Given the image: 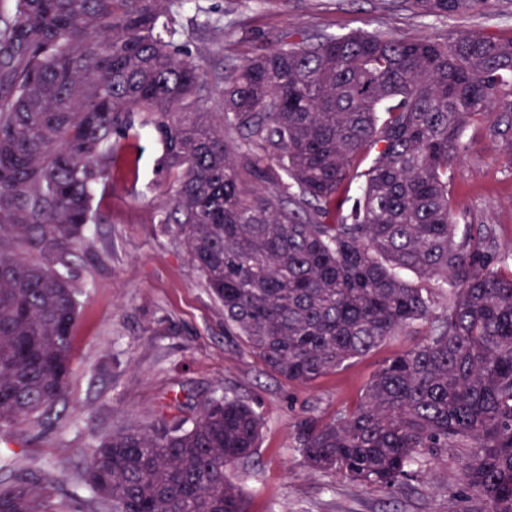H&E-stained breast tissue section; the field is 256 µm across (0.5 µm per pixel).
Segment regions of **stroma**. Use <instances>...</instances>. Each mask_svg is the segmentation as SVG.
Masks as SVG:
<instances>
[{"label": "stroma", "instance_id": "35a3bbf8", "mask_svg": "<svg viewBox=\"0 0 512 512\" xmlns=\"http://www.w3.org/2000/svg\"><path fill=\"white\" fill-rule=\"evenodd\" d=\"M181 40L206 70L217 72L291 30L341 36L355 30L398 38L444 36L458 31L512 36V0L448 18L391 10L387 0H184ZM141 125L137 175L116 166L106 194L94 206L108 220L90 227L72 259L80 289L74 328V373L58 420L27 425L8 447L20 467L40 470L73 512H97L88 491L77 488L93 438L146 425L176 394L203 402L224 394L249 402L263 431L252 461L237 483L247 512H474L463 492V450L449 449L411 486L391 494L363 487L336 471L312 472L296 451L298 425L351 409L386 358L416 343L400 332L370 353L306 384L268 371L239 338L224 328V309L204 288L174 232L159 222L169 204L161 171L163 144ZM456 201L476 219L499 227L512 243V158L492 145L470 147L457 169Z\"/></svg>", "mask_w": 512, "mask_h": 512}]
</instances>
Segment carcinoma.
<instances>
[{"instance_id":"cac0c4a2","label":"carcinoma","mask_w":512,"mask_h":512,"mask_svg":"<svg viewBox=\"0 0 512 512\" xmlns=\"http://www.w3.org/2000/svg\"><path fill=\"white\" fill-rule=\"evenodd\" d=\"M0 13V441L51 418L73 375L71 256L132 114L164 144L173 225L224 326L307 384L398 331L357 406L307 418L314 471L396 492L464 448L478 512H512V247L452 207L485 140L512 157V39L287 33L209 73L175 40L181 0H12ZM489 0H389L448 17ZM416 276L409 281L398 271ZM179 395L96 437L78 480L101 512H246L236 467L259 447L248 402ZM0 512H70L0 455Z\"/></svg>"}]
</instances>
